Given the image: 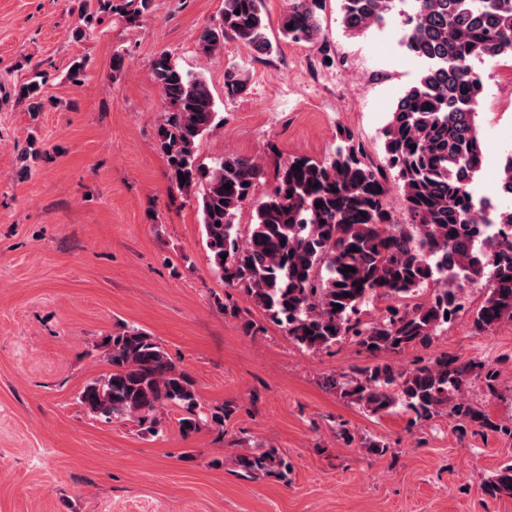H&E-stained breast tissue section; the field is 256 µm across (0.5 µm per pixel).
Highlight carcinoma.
<instances>
[{"instance_id":"1","label":"carcinoma","mask_w":512,"mask_h":512,"mask_svg":"<svg viewBox=\"0 0 512 512\" xmlns=\"http://www.w3.org/2000/svg\"><path fill=\"white\" fill-rule=\"evenodd\" d=\"M149 2L86 0V8L134 18ZM320 9L321 0H288L284 37L319 43ZM341 12L351 36L400 18L404 47L424 63L420 79L398 98L382 128V160L373 161L351 129H340L324 160L293 157L279 168L273 190L257 202L243 235L236 216L263 175L261 164L234 154L209 167L197 163V142L215 126V101L202 77L183 73L162 53L151 72L168 107L158 141L173 185L185 197L201 196L206 247L225 285L245 293L302 349L319 351L349 339L374 359L327 378L328 387L372 415L403 405L426 420L446 413L512 435L511 423L491 420L464 397L475 379L494 390L497 370L488 362L448 354L414 369L394 362L408 348L429 347L463 308L461 294L473 284L485 288L473 314L474 334L512 321V207L486 219L484 201L472 193L487 153L477 121L483 80L476 63L512 56V0H341ZM228 36L259 53L272 49L263 0H224L219 24L200 33L197 50L212 56ZM246 87L241 72H225L227 96ZM40 94L36 80L19 91L31 112L42 110ZM392 182L406 224L393 215ZM496 192L512 198V154ZM489 223L500 225L498 235L487 233ZM347 266L354 271H343ZM424 287L431 288L430 298L420 301ZM375 298L394 305L365 321L363 307ZM103 356L112 370L79 394L90 414L133 421L152 433L170 407L182 411L185 434L207 420L224 423L225 408L200 414L193 380L145 331L113 336ZM235 464L250 475L288 469L273 452L240 455ZM484 491L512 496V464L488 479Z\"/></svg>"}]
</instances>
